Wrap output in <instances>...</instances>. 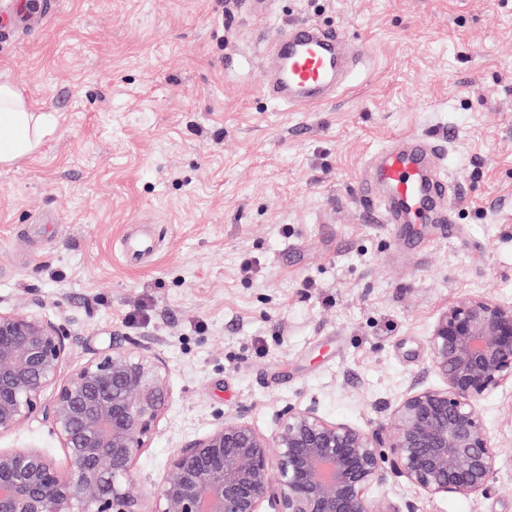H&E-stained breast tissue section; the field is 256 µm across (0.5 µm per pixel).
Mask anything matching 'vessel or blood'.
<instances>
[{"label":"vessel or blood","mask_w":512,"mask_h":512,"mask_svg":"<svg viewBox=\"0 0 512 512\" xmlns=\"http://www.w3.org/2000/svg\"><path fill=\"white\" fill-rule=\"evenodd\" d=\"M266 42L274 65L264 90L275 102L293 107L314 106L332 97L362 55L361 49L348 47L340 31L314 22L268 36ZM437 151V146L413 136L384 152L377 178L392 202L379 212L382 223H418L437 203L449 199L447 178L428 170L429 158Z\"/></svg>","instance_id":"vessel-or-blood-1"}]
</instances>
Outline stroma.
I'll list each match as a JSON object with an SVG mask.
<instances>
[{
    "instance_id": "obj_1",
    "label": "stroma",
    "mask_w": 512,
    "mask_h": 512,
    "mask_svg": "<svg viewBox=\"0 0 512 512\" xmlns=\"http://www.w3.org/2000/svg\"><path fill=\"white\" fill-rule=\"evenodd\" d=\"M309 21L369 55L301 112L262 93L264 37ZM4 81L55 123L0 167V308L65 326V376L110 343L164 360L139 489L227 416L270 437L279 409L313 403L379 428L414 381L440 385L429 336L448 306L512 305V0H60L0 45ZM405 136L442 144L451 223L367 222L369 164ZM138 233L153 250L125 260ZM481 409L498 451L487 494L392 476L371 496L512 512V388ZM0 448L68 466L39 412Z\"/></svg>"
}]
</instances>
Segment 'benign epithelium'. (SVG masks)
<instances>
[{"label": "benign epithelium", "instance_id": "1", "mask_svg": "<svg viewBox=\"0 0 512 512\" xmlns=\"http://www.w3.org/2000/svg\"><path fill=\"white\" fill-rule=\"evenodd\" d=\"M69 345L51 318L0 310V434L51 388L45 414L69 463L0 450V512H143L133 479L168 402L164 363L146 343H134L137 356L112 344L61 382ZM429 346L443 385L415 381L386 407L388 437L329 421L314 403L283 409L271 439L226 418L174 451L148 512H417L412 501L368 496L390 475L428 496L486 494L497 452L480 403L512 386V306L462 297L437 319Z\"/></svg>", "mask_w": 512, "mask_h": 512}]
</instances>
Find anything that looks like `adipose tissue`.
Wrapping results in <instances>:
<instances>
[{
    "mask_svg": "<svg viewBox=\"0 0 512 512\" xmlns=\"http://www.w3.org/2000/svg\"><path fill=\"white\" fill-rule=\"evenodd\" d=\"M51 124L48 114L32 110L12 86L0 84V165H12L36 151Z\"/></svg>",
    "mask_w": 512,
    "mask_h": 512,
    "instance_id": "adipose-tissue-1",
    "label": "adipose tissue"
}]
</instances>
